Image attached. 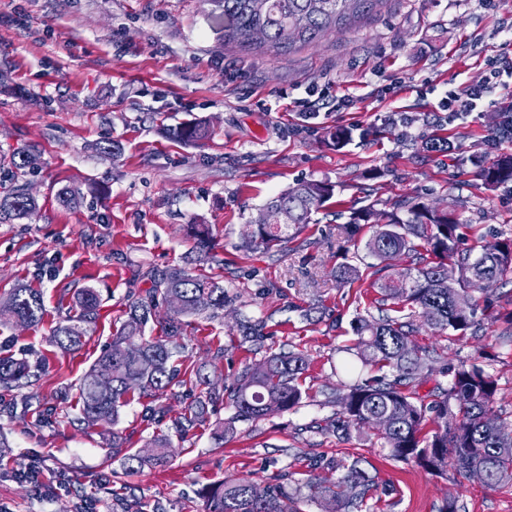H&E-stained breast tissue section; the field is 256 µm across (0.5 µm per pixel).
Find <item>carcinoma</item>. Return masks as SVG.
<instances>
[{
  "mask_svg": "<svg viewBox=\"0 0 512 512\" xmlns=\"http://www.w3.org/2000/svg\"><path fill=\"white\" fill-rule=\"evenodd\" d=\"M224 11V44L243 51H289L305 47L322 37L339 33L352 20L377 12L384 0H215ZM169 139L178 143H198L207 137L199 122L179 123L166 129ZM32 149L15 150L7 163L13 181L30 171ZM474 164L489 185L512 181V154H501L490 164L476 158ZM334 193V185L324 181H301L271 198L264 206L273 226L255 225L244 239L247 250H268L288 237V231L310 223L311 215ZM59 203L73 208L84 198L79 188L64 187ZM37 201L26 193L0 186V222L31 219ZM378 224L368 248L379 260L373 275L381 302L396 305L397 315L358 317L352 323L356 342L353 355L378 374L349 385L334 402L341 410L328 420L326 429L346 436L353 428L371 425L370 416L380 414L390 421L385 444L393 457L418 465L442 476L448 466L480 471L482 482L497 486L512 481V423L494 414L496 393L493 376L477 363L461 364L450 371L451 379L443 398L424 403L410 386L422 366L410 336L413 317H422L434 329L465 334L479 325L478 314L486 307L466 288L472 277L487 282L512 275V239L483 248L480 256L460 249L463 222L453 210L442 212L409 198L393 211L378 215L367 207L353 213L348 234L360 222ZM188 238L201 253V260L213 259L208 251V231L202 224L188 225ZM435 256L427 263L419 246ZM457 267L460 278L453 288H438L436 282ZM227 293L224 281L205 273L174 270L157 287L150 288L129 307L127 320L112 337L110 348L100 354L81 379L76 392L77 414L81 425L112 424V454L121 456L125 472H138L146 466L166 462L171 440L159 433L149 440L152 453L143 454L123 447L115 429L120 410L136 399L162 397L176 376L175 362L183 347L173 341L180 335L183 318L206 314L210 318L224 310ZM165 304L170 316L163 335L147 336L146 327L156 320V309ZM76 304L79 315L56 325L51 343L60 351L72 352L83 346L88 328L96 322L100 295L91 287L80 290ZM45 307L41 292L18 285L0 298V325L35 327L41 324ZM308 357L302 351L272 352L245 367L230 392L234 415L220 423L224 436L233 435L238 422H254L269 415L297 408L303 398L302 379L308 370ZM29 362L21 357H0V387L20 386L30 376ZM195 385L205 387L198 400L175 423L185 433L205 421L211 411L224 404L221 393L208 376L197 369ZM434 425L431 436L421 432ZM336 479L309 480L290 487L281 478L279 485H261L249 480H225L203 489L205 512H301L299 504H313L320 512H355L376 487L374 477L358 458L336 463ZM307 492H302V489Z\"/></svg>",
  "mask_w": 512,
  "mask_h": 512,
  "instance_id": "cac0c4a2",
  "label": "carcinoma"
}]
</instances>
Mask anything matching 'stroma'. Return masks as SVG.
I'll return each instance as SVG.
<instances>
[{
  "instance_id": "stroma-1",
  "label": "stroma",
  "mask_w": 512,
  "mask_h": 512,
  "mask_svg": "<svg viewBox=\"0 0 512 512\" xmlns=\"http://www.w3.org/2000/svg\"><path fill=\"white\" fill-rule=\"evenodd\" d=\"M512 58V0L496 11L480 0H389L343 34L290 52L247 53L224 45V16L215 0H0V158L30 145L36 168L17 181L39 210L22 224L0 223V296L20 284L40 289L41 325L0 326V352L26 357L38 376L21 393L54 412L0 413L16 464L41 453L46 482L66 493L39 498L33 486L0 472V504L8 512H112V492L129 495L137 512H204L201 491L223 480L273 482L331 478L337 460L361 458L375 475L362 512H440L447 498L462 512H512V483L486 487L449 471L431 475L394 459L375 429L341 438L324 431L337 407L330 393L353 375L342 372L355 342L352 321L379 316L370 286L375 259L366 244L372 225L345 232L353 211H392L411 197L461 212L469 247L512 238V182L488 186L472 157L512 154L500 126L512 97L489 93L484 111L449 117L438 103L446 90L478 83L485 61ZM391 93H384L386 85ZM347 95L354 103L337 108ZM312 101L317 112L299 111ZM204 121L198 145H183L162 128ZM346 127L344 148L324 133ZM120 156L99 154L104 139ZM322 180L334 196L309 224L269 250H245L247 226L271 198L299 180ZM96 183L82 204L61 207L59 189ZM212 232L213 273L228 299L218 317H188L179 341L187 362L206 363L217 387L231 389L245 367L272 352L297 349L310 361L298 408L240 422L232 437L215 433L232 416L224 404L214 419L179 435L175 422L199 391L180 375L160 398L161 422L144 406L124 408L118 426L80 427L67 418L85 371L127 318L134 294L173 269L197 271L189 224ZM362 280L336 284L340 264ZM101 295L99 317L76 351L49 343L50 331L73 313L80 288ZM492 305L478 328L448 334L415 317L411 338L427 363L414 382L424 402L448 387L449 368L478 362L497 383L493 407L512 422V278L472 287ZM260 322L261 337L244 340L243 318ZM223 357H216V350ZM120 431L141 449L153 434L170 436L166 464L124 472L110 443Z\"/></svg>"
}]
</instances>
